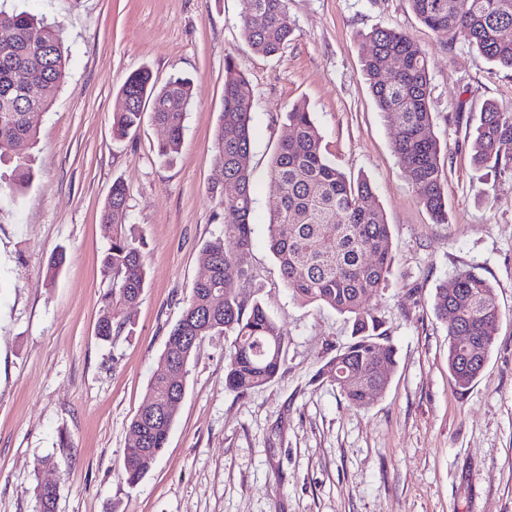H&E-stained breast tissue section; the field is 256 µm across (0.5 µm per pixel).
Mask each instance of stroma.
Wrapping results in <instances>:
<instances>
[{
    "label": "stroma",
    "instance_id": "1",
    "mask_svg": "<svg viewBox=\"0 0 512 512\" xmlns=\"http://www.w3.org/2000/svg\"><path fill=\"white\" fill-rule=\"evenodd\" d=\"M58 22L66 77L34 113L38 175L0 205V512H34L36 483L57 484V512H512V175L476 170L468 136L487 102L512 110V71L464 40L444 42L408 0H288L295 40L265 58L244 44L240 0H0ZM411 34L429 64L434 133L444 147L448 221L419 203L393 150L397 129L362 74V33ZM233 56L253 90V281L285 336L280 376L248 394L224 383L223 335L189 365L168 441L137 485L122 474L130 423L180 319L206 242L221 236L223 176L214 135ZM194 82L181 153L156 156L162 128L144 117L112 136L123 79ZM305 104L348 176L367 178L390 226L394 262L372 300L397 349L384 393L364 409L317 378L350 339L346 315L297 298L268 248L277 196L269 161ZM129 189L126 225L143 244L148 283L112 342L96 336L111 286L102 209L114 181ZM67 261L47 281L49 257ZM476 269L502 311L483 375L465 391L448 372V323L432 298Z\"/></svg>",
    "mask_w": 512,
    "mask_h": 512
}]
</instances>
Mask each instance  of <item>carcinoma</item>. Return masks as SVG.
<instances>
[{
	"mask_svg": "<svg viewBox=\"0 0 512 512\" xmlns=\"http://www.w3.org/2000/svg\"><path fill=\"white\" fill-rule=\"evenodd\" d=\"M241 37L255 54H279L292 40L296 25L288 0H241ZM412 11L440 39H463L490 63L512 70V0H409ZM371 53L363 73L379 111L399 129L393 149L419 203L438 224L448 222L442 145L435 136L429 105L428 61L407 33L377 26L362 34ZM62 32L29 12L0 10V205L27 189L34 178L29 149L36 128L28 111L45 110L52 92L65 77ZM27 74V87L14 85L17 73ZM119 93L125 106L112 115V133L125 138L142 121L151 102V118L165 137L158 142L159 159L171 163L180 153L184 123L193 100V81L175 73L158 83L148 67L129 74ZM253 90L237 70L232 56L224 61V105L215 134V161L224 180L237 185V195L224 199V235L209 241L200 254L208 275L194 284L181 318L171 330L163 356L148 385V399L161 418L149 420L139 410L130 431L145 443L125 449L123 475L136 485L152 470L167 443L175 413L166 411L185 389L186 379L168 386L158 372L188 366L200 343L222 334L229 341L224 356L226 386L239 394L276 379L285 364V336L276 320L255 300L237 292L249 281L254 210L251 145ZM291 137L270 159L269 175L279 195L270 211L268 245L282 277L297 297L328 306L351 321V339L318 371L317 377L336 387L349 404L364 408L373 395L386 390L396 364V350L385 338L384 321L364 304L385 290L393 264L390 227L376 203L371 183L356 181L336 167L323 148L322 134L303 104L286 112ZM473 164L501 173L512 169V111L496 103L480 112L471 140ZM128 190L112 184L102 219L112 224V245L102 267L112 279L104 296L97 336L112 339L124 327V311L135 307L146 287L144 256L125 227ZM432 307L456 323L448 325V371L465 391L486 366L502 312L492 284L475 269H464L436 288ZM57 489L35 488V512H56Z\"/></svg>",
	"mask_w": 512,
	"mask_h": 512,
	"instance_id": "carcinoma-1",
	"label": "carcinoma"
}]
</instances>
